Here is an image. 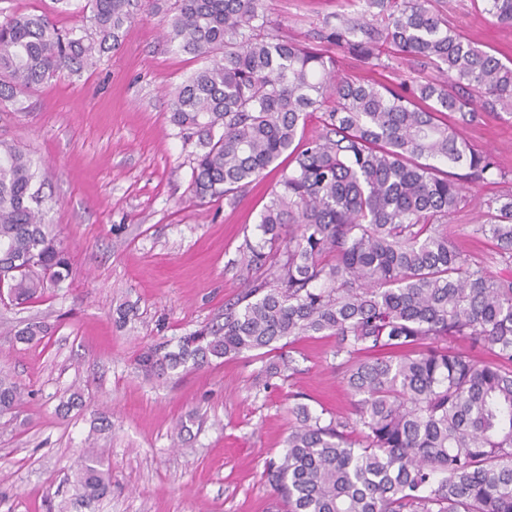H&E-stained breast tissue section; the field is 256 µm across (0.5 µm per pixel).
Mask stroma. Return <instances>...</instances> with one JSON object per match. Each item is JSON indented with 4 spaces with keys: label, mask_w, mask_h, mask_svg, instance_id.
<instances>
[{
    "label": "stroma",
    "mask_w": 512,
    "mask_h": 512,
    "mask_svg": "<svg viewBox=\"0 0 512 512\" xmlns=\"http://www.w3.org/2000/svg\"><path fill=\"white\" fill-rule=\"evenodd\" d=\"M172 2L137 11L96 68L0 104V140L38 167L47 219L72 265L64 287L44 298L0 303V370L25 390L14 420L0 427V512H63L68 478L89 446L104 449L112 470L96 512H276L263 472L283 448L294 407L351 414L331 336L299 341L298 373L265 390L256 378L262 362L248 354L161 378L137 365L147 348L175 349L181 336L222 322L247 286L238 248L257 239L280 178L271 172L232 206L189 201L200 146L171 123V103L203 62L166 40ZM73 3L64 11L55 0H0V13H43L78 30L84 0ZM448 5L469 39L512 57V27L471 0ZM349 9L346 0H265L276 33L294 41L311 40ZM465 134L512 175V118H481ZM507 189L512 178L471 187L450 221L462 253L496 275L506 266L471 228L481 201ZM31 321L50 324V336L17 342ZM75 388L82 407L61 414V397ZM104 416L111 428L94 430Z\"/></svg>",
    "instance_id": "1"
}]
</instances>
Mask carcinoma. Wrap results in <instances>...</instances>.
Here are the masks:
<instances>
[{
	"mask_svg": "<svg viewBox=\"0 0 512 512\" xmlns=\"http://www.w3.org/2000/svg\"><path fill=\"white\" fill-rule=\"evenodd\" d=\"M435 0H349L352 14L289 42L263 23L262 0H175L167 38L206 61L172 100V124L202 148L190 198L234 203L281 165L260 214L261 237L239 247L253 274L224 323L138 360L148 375L200 369L259 351L264 387L298 372L285 347L334 336L333 358L354 418L295 407L296 424L265 477L287 512H512V277L470 262L448 232L469 185L507 179L463 127L477 113L512 116V59L466 39ZM512 26V0H480ZM143 0H85L90 27L59 30L43 14L0 21V102L65 72L93 68L120 45ZM336 48L389 83L339 73ZM432 74L416 77L414 66ZM321 113V131L305 137ZM29 157L0 141V271L17 305L70 277L45 222ZM473 233L512 265V193L480 203ZM50 332L42 321L23 343ZM464 338L470 352L450 347ZM21 388L0 372V414ZM105 451L84 450L74 504L95 512L111 491Z\"/></svg>",
	"mask_w": 512,
	"mask_h": 512,
	"instance_id": "1",
	"label": "carcinoma"
}]
</instances>
